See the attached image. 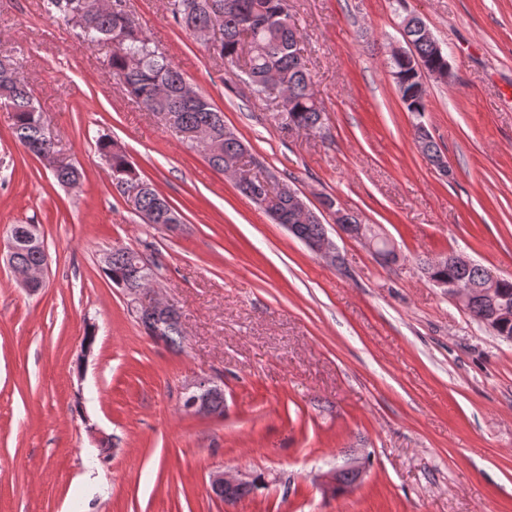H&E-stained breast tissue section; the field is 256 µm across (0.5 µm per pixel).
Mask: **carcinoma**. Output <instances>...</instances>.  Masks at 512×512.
<instances>
[{
	"instance_id": "cac0c4a2",
	"label": "carcinoma",
	"mask_w": 512,
	"mask_h": 512,
	"mask_svg": "<svg viewBox=\"0 0 512 512\" xmlns=\"http://www.w3.org/2000/svg\"><path fill=\"white\" fill-rule=\"evenodd\" d=\"M173 14L179 25L191 32L212 21L219 22L222 39L218 54L224 64L239 66L242 50L247 60L241 69L243 81L258 93L268 92L267 75L279 74L283 97L282 108L287 112L288 126L311 133L323 126L324 112L313 89V79L304 56L300 54V30L288 13L287 0H172ZM44 12L53 18L70 23L76 19L84 28L85 42L92 45L100 39L115 41L109 68L119 78L127 94L146 111L164 112L170 125L180 130L183 140L191 142L199 129L208 131L217 151L199 147L209 164L224 170V158L244 153L242 141L224 126L222 113L203 96L187 100L182 95L185 79L166 57L150 46L143 31L129 22L120 4L106 10L99 0H43ZM412 54L428 70L448 66V55L438 54L436 46L413 38ZM391 71L404 76L398 87L401 99L410 112L426 110V89L422 75L413 71L398 58L390 59ZM5 102L13 114L12 136L15 143L34 156L53 150L52 142L44 135L42 113L23 77L13 64L0 58V103ZM98 152L106 159L112 176H120L143 185L142 195L135 212L144 224H180L177 209L149 181L143 179L130 162L126 150L104 137L96 142ZM56 181L65 186L79 184L82 172L68 164L53 173ZM12 230L21 234L14 260L22 266L39 265L46 261L45 252L26 238L28 225L16 224ZM325 226L319 223L295 222L293 236L300 241L313 240L323 235ZM140 252L126 246H114L110 259L103 262L102 270L113 286L124 291L144 288L155 278V262L139 259ZM489 269L479 265L450 264L439 270L447 278H464L475 288L466 310L478 323L493 317L502 304L508 305V316L499 319V334L512 338V279L502 285L501 299L493 301L482 294V286ZM144 333L170 349L183 350V335L178 315L159 326L152 316L141 313L136 317Z\"/></svg>"
}]
</instances>
